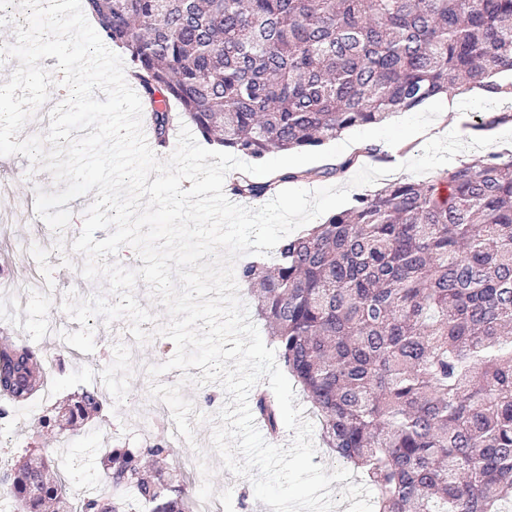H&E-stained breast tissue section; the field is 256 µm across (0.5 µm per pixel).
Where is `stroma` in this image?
<instances>
[{"mask_svg":"<svg viewBox=\"0 0 512 512\" xmlns=\"http://www.w3.org/2000/svg\"><path fill=\"white\" fill-rule=\"evenodd\" d=\"M495 107L502 111L510 109L512 99L501 97L494 100L481 94L473 95L462 103L459 111L441 114L437 133L443 136L455 129L463 138H472L471 126L477 116ZM426 141L423 135L413 137L398 145L392 154L384 150L382 141H375V155L360 157L358 164L362 167L384 168L388 174L378 179L376 184L351 187V196L371 194L377 187L401 180L414 178L418 182L427 183L440 178L442 171L438 168L418 176L408 171L394 173L390 170L394 158L408 161L420 156ZM0 165L10 173L7 183L9 191L0 195V211L13 209L33 198L36 188L41 187L50 192L55 187L52 176L47 171L33 168L23 155L9 156ZM42 254L43 260L38 269L46 284L52 287L53 293L49 296L38 291L31 293L24 308L23 319L25 332L22 339L35 347L42 345L49 323L70 322V315L62 308L69 289L62 286L61 280L64 274H78L84 262L82 255L69 248L61 253L46 248ZM129 336L127 319L100 323L94 334V351L80 359L65 356V365L57 374L51 399H35L34 404L40 413H47L54 403L81 389L96 387L100 380L107 378L111 381V389L107 394L109 406L105 417L112 425V447L145 448L161 440H170L169 429L155 427L154 400L149 395L148 386L142 385L135 373L137 365L156 364L155 352L148 343L130 344ZM183 394L193 401L196 412L203 414L204 419L193 424L195 444L186 443L178 448L173 456L174 461L187 472L197 467L199 459H206L213 471L212 484L215 490H231L233 512H268L266 505L257 502L250 481L224 470L211 447V417L228 402V395L223 394L221 386L216 383L200 387L188 385L184 387ZM96 425V419L92 418L78 429H67L55 438L40 441L36 438L30 416L17 414L13 426L16 445L6 449L4 457L18 462L36 457L61 462L62 473L68 479V491L73 497H81L86 491L102 488L104 482V473L98 461L104 443L96 433Z\"/></svg>","mask_w":512,"mask_h":512,"instance_id":"35a3bbf8","label":"stroma"}]
</instances>
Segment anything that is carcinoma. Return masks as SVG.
Returning a JSON list of instances; mask_svg holds the SVG:
<instances>
[{
    "mask_svg": "<svg viewBox=\"0 0 512 512\" xmlns=\"http://www.w3.org/2000/svg\"><path fill=\"white\" fill-rule=\"evenodd\" d=\"M123 49L158 146L190 121L256 161L319 148L461 87L512 94V0H84ZM511 112L478 119L489 130ZM230 179L257 198L277 182ZM284 367L325 445L359 469L376 512H503L512 504V154L479 157L433 183L395 182L244 263ZM44 386L37 351L0 336V420ZM83 389L35 427L101 415ZM255 410L271 437L274 398ZM165 442L102 454L105 492L75 501L42 461L0 469L19 512H190Z\"/></svg>",
    "mask_w": 512,
    "mask_h": 512,
    "instance_id": "carcinoma-1",
    "label": "carcinoma"
}]
</instances>
